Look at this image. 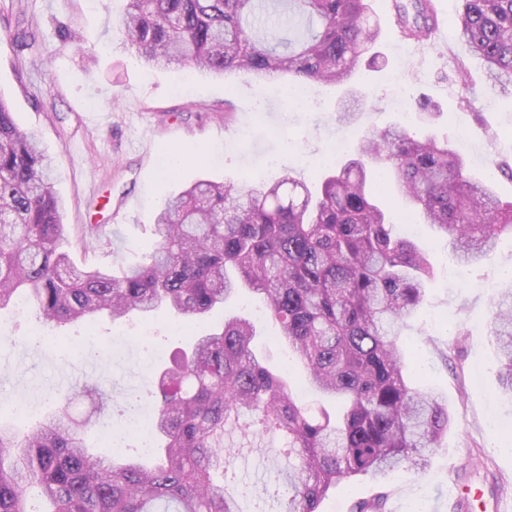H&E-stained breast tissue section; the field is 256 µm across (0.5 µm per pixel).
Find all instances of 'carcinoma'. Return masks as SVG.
Segmentation results:
<instances>
[{
  "mask_svg": "<svg viewBox=\"0 0 512 512\" xmlns=\"http://www.w3.org/2000/svg\"><path fill=\"white\" fill-rule=\"evenodd\" d=\"M127 43L148 65H189L216 75L351 86L381 33L367 0H128ZM456 33L481 60L492 89L512 96V0H462ZM401 33L431 38L430 0H394ZM51 161L19 129L0 96V310L24 302L55 332L87 317L117 323L164 310L171 321L204 319L240 289L261 296L278 339L308 383L337 409L309 416L290 389L289 366L271 370L251 343L254 325L229 314L178 348L157 374L149 421L152 463L87 448L90 420L53 414L26 430L0 419V512H28L39 487L46 512H241L225 487L234 457L224 433H278L288 459V508L318 512L328 492L357 477L382 480L397 466L422 472L448 432V400L415 381L400 342L404 321L433 280L425 253L394 233L386 201L448 238L461 262L493 259L512 234V201L494 187L512 175L496 160L472 178L446 137L405 126L373 128L355 157L321 174L320 191L291 175L238 187L199 180L154 216L156 245L136 265L76 267L61 249L63 201ZM491 335L512 395V283L502 289ZM96 410L111 398L86 386Z\"/></svg>",
  "mask_w": 512,
  "mask_h": 512,
  "instance_id": "obj_1",
  "label": "carcinoma"
}]
</instances>
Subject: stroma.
I'll list each match as a JSON object with an SVG mask.
<instances>
[{
	"label": "stroma",
	"mask_w": 512,
	"mask_h": 512,
	"mask_svg": "<svg viewBox=\"0 0 512 512\" xmlns=\"http://www.w3.org/2000/svg\"><path fill=\"white\" fill-rule=\"evenodd\" d=\"M371 5L384 23L376 65L361 67L365 98L345 118L336 107L339 87L313 85L291 102L276 80L145 65L123 34L127 0H0V96L54 160L53 189L65 204L63 247L74 263L142 260L154 242V210L199 178L243 185L288 174L310 180L315 170L352 158L367 130L404 122L422 94L441 108L430 131L463 149L470 173L512 160V100L491 90L467 46L453 35L422 48L403 43L385 0ZM70 32L80 43L67 40ZM460 62L468 69L463 79L455 72ZM462 98L467 106H459ZM338 139L343 149L329 152ZM88 224L101 225L99 236L84 235ZM412 239L426 250L434 278L402 341L419 364L417 384L447 397L452 426L424 473L398 468L379 482L354 480L331 490L319 512H352L381 493L385 512H448L455 476L512 498V401L499 394L490 334V311L512 269V235H502L493 260L480 266L460 263L428 226ZM233 310L254 323L255 352L271 367L283 366L288 349L275 339L261 302L245 294ZM223 318L217 312L187 322L175 337L162 313L147 324L135 318L120 326L96 316L65 327L63 339L29 345L25 336L42 326L38 312H7L0 316V380L28 401L17 420L23 428L64 406L88 415L86 400H64L80 386L110 392L118 410L98 417L87 442L106 455H135L142 438L125 401L135 392L154 400V365ZM14 335L20 344L11 343ZM224 445L239 451L228 490L242 512H276L288 497L275 478L276 462L249 451L237 432Z\"/></svg>",
	"instance_id": "35a3bbf8"
}]
</instances>
